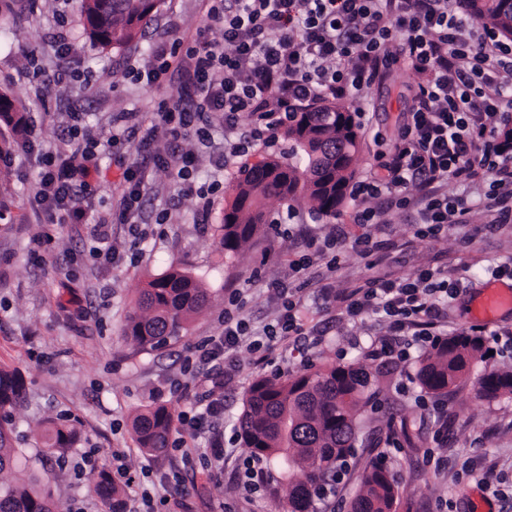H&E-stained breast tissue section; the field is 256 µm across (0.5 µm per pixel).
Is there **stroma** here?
<instances>
[{"instance_id": "35a3bbf8", "label": "stroma", "mask_w": 512, "mask_h": 512, "mask_svg": "<svg viewBox=\"0 0 512 512\" xmlns=\"http://www.w3.org/2000/svg\"><path fill=\"white\" fill-rule=\"evenodd\" d=\"M203 18L202 0H162L137 42L103 49L85 32L80 0H0V94L27 121L20 130L0 121V143L11 146L10 163L0 162V171L8 174L0 184V368L19 372L26 387L23 402L10 412L16 448L38 460L61 506L73 504L84 512H108L94 477L112 469L118 450L131 454V493L136 497L165 473L181 470L182 482L169 485L159 512H289L282 474H275L261 495L249 497L239 488L248 453L237 435L245 393L259 376L285 377L356 360L380 376L363 431L381 440H358L355 466L336 487L340 502L353 496L358 469L381 458L400 490L396 512H512V396L487 401L474 381H467L446 401L448 427L436 437L418 405L413 363L387 369L367 355L371 342L383 335V323L368 313L344 321L336 305L317 297L324 286L342 294L372 278L400 279L423 267L442 269L455 285L442 336L467 331L485 337L486 354L474 366L475 376L511 366L512 359L496 351L487 336L512 332V310L482 322L473 321L472 311L487 288L512 286V277L494 273L497 265L512 261V223L459 224L445 234L421 236L400 210L384 215L382 223L362 226L352 223L348 204L335 215L319 217L305 201L289 205L273 198L267 203L269 225L238 255L225 257L224 210L242 169L287 152L280 138L233 159L229 172L207 163L200 167V182L213 187L203 216L196 201L179 197L164 176L150 177L139 219L146 236L136 242L119 237L122 259L111 266L93 260L90 225H48L30 208L36 165L23 153L24 142L69 149L68 129L78 111L97 138L149 125L161 101L177 98L179 82L151 88L131 74V67L144 66L157 39H177ZM414 82L412 74L395 69L371 87L368 99L374 109L368 130L361 133L358 176L368 173L378 150L372 128H394ZM121 193L117 167L103 159L88 205L109 213ZM290 207L296 212L291 226L312 228L322 238L342 229L345 239L323 253L306 255L288 228L275 224ZM41 230L49 233V242H35ZM305 259L310 262L306 275L294 273V265ZM173 263L203 282L210 306L167 346L139 349L122 339L119 329L134 309L142 282ZM278 286L300 289L305 327L318 334L317 344L257 353L243 346L230 350L226 358L233 372L219 389L207 370L186 369L194 348L223 332L224 311L233 295L241 297L240 315L259 331L279 314ZM213 389L224 398V416L217 422L224 433L223 460L191 471L183 468L179 453L152 457L140 452L131 429L138 411L159 402L176 412L188 397ZM60 413L80 430L62 467L42 459L32 432L38 421ZM403 424L413 431V443L384 442L388 428Z\"/></svg>"}]
</instances>
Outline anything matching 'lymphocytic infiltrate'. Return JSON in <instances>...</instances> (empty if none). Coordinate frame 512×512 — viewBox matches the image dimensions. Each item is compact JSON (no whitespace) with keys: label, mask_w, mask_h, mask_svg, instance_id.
Returning <instances> with one entry per match:
<instances>
[{"label":"lymphocytic infiltrate","mask_w":512,"mask_h":512,"mask_svg":"<svg viewBox=\"0 0 512 512\" xmlns=\"http://www.w3.org/2000/svg\"><path fill=\"white\" fill-rule=\"evenodd\" d=\"M215 26L223 31L222 42L209 38ZM181 43V54L163 41L153 45L145 67L148 86L160 87L175 75L181 92L175 102L160 105L143 135L124 130L103 142L85 140L71 155L25 145L40 168L31 206L50 224L92 223L96 256L114 260L113 223L140 237L131 216L143 204L147 169L165 170L183 194L207 198L206 188L193 181L195 153L152 152L155 130L175 144L188 138L202 142L210 135L207 115L219 113L237 135L232 156L242 157L304 106L347 100L364 116L366 90L395 68L417 81L392 134H374L389 149L351 189L358 203L355 223L376 221V211L361 205L367 198L386 207L416 202L419 223L434 233L470 223L472 206L448 197L443 188L487 175L493 188L483 209L495 223H512V151L496 136L497 126L512 124V41L480 27L467 0H205L202 26ZM131 140L143 160L122 173L117 216L93 213L86 199L94 188L96 159ZM451 294L444 272L420 269L398 281L375 279L357 288L345 314L352 320L366 311L380 314L388 334L370 354L403 363L411 348L437 343L434 328ZM279 295L284 312L265 340L252 339L244 320L225 314L223 334L200 347L197 365L241 346L258 352L268 342L285 347L302 342L295 316L300 298L284 288ZM223 411L216 400L186 406L173 427V450L186 460L223 459L224 434L214 425Z\"/></svg>","instance_id":"obj_1"}]
</instances>
